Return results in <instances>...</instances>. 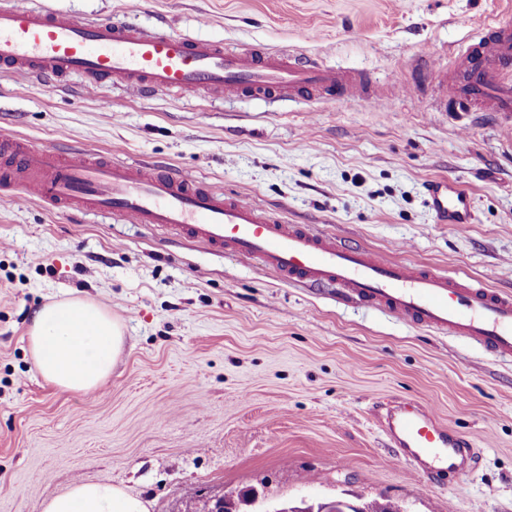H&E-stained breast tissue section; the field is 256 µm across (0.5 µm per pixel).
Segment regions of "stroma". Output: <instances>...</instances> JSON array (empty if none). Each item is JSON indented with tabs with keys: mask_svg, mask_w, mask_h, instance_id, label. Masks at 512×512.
I'll list each match as a JSON object with an SVG mask.
<instances>
[{
	"mask_svg": "<svg viewBox=\"0 0 512 512\" xmlns=\"http://www.w3.org/2000/svg\"><path fill=\"white\" fill-rule=\"evenodd\" d=\"M40 2L292 52L366 76L389 105L0 77V131L190 171L284 223L512 293V147L493 113L456 103L462 51L485 22L512 20V0ZM437 178L472 192V223H437ZM72 297L124 330L92 400L44 381L29 352L34 311ZM423 399L471 438L470 478L430 485L394 459L381 409ZM77 481L119 486L149 512H210L220 498L239 512L375 499L512 512V359L163 227L0 192V512H37Z\"/></svg>",
	"mask_w": 512,
	"mask_h": 512,
	"instance_id": "stroma-1",
	"label": "stroma"
}]
</instances>
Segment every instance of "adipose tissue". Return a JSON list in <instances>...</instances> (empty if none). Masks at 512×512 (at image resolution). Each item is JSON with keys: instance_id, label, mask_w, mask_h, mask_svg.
Here are the masks:
<instances>
[{"instance_id": "1", "label": "adipose tissue", "mask_w": 512, "mask_h": 512, "mask_svg": "<svg viewBox=\"0 0 512 512\" xmlns=\"http://www.w3.org/2000/svg\"><path fill=\"white\" fill-rule=\"evenodd\" d=\"M125 338L119 321L93 301L76 297L44 304L28 332L29 351L43 380L85 395L110 377ZM41 512H149V503L108 483L77 482L45 500Z\"/></svg>"}]
</instances>
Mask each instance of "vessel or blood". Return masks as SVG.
I'll return each instance as SVG.
<instances>
[{"label":"vessel or blood","mask_w":512,"mask_h":512,"mask_svg":"<svg viewBox=\"0 0 512 512\" xmlns=\"http://www.w3.org/2000/svg\"><path fill=\"white\" fill-rule=\"evenodd\" d=\"M461 93L512 123V24L485 25L467 48ZM0 75L41 81L82 77L88 88L120 84L133 95L154 91L230 96L386 100L364 78L261 48L223 43L112 19L87 21L21 0L0 5ZM15 157L0 188L37 198L51 211L101 213L133 224L171 228L216 252L260 260L291 283L333 285L344 299L387 311L412 327L471 339L512 358V294L446 273L346 248L306 224H287L257 203L202 185L192 174L150 163L129 165L78 148L62 151L0 136ZM429 207L443 224H467L472 198L458 183L432 181ZM384 432L408 473L427 483L457 479L476 466L468 439L444 425L430 402L396 401Z\"/></svg>","instance_id":"vessel-or-blood-1"}]
</instances>
